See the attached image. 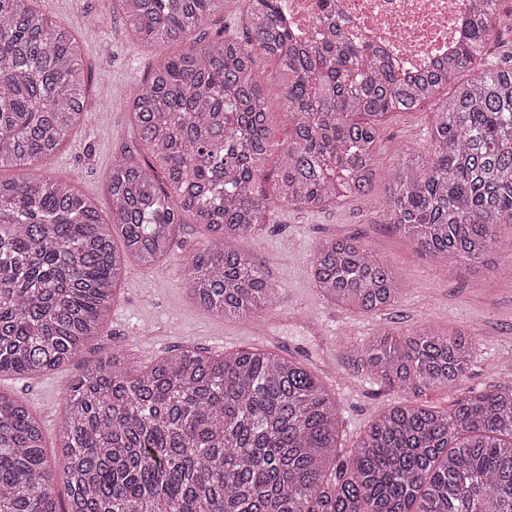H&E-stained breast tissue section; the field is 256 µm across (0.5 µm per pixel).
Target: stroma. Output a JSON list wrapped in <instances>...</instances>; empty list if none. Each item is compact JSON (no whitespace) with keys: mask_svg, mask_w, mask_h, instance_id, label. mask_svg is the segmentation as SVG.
<instances>
[{"mask_svg":"<svg viewBox=\"0 0 512 512\" xmlns=\"http://www.w3.org/2000/svg\"><path fill=\"white\" fill-rule=\"evenodd\" d=\"M36 6L79 39L86 75L82 121L42 168L67 179L101 215H108L106 178L112 163L137 152L128 126L127 93L150 75L158 55L177 54L181 47L144 46L129 34L112 0H37ZM494 25L487 61L498 66L512 61V0H500ZM106 87L116 89L117 95L104 108L99 98ZM434 110L427 102L382 121L377 181L370 194L316 212L280 210L257 236L236 241L238 250L261 263L278 290L277 305L269 314L220 319L191 300L181 282V268L209 234L203 225L184 224L158 264H128L121 298L111 309L103 336L84 347L67 367L34 378L2 377L0 390L28 404L51 444L68 385L112 350L125 351L137 374L188 346L215 354L271 348L308 364L328 387L338 403V445L344 450L394 404L445 410L470 392L512 385V277L440 271L409 238L380 221L387 174L399 151H426ZM334 237L359 238L390 267L405 286L394 306L375 315L362 314L337 307L321 295L310 276V264L318 244ZM429 328H463L475 338L467 378L456 388L400 390L370 375L356 352L357 346L384 331L415 336Z\"/></svg>","mask_w":512,"mask_h":512,"instance_id":"obj_1","label":"stroma"}]
</instances>
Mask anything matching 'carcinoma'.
<instances>
[{"label":"carcinoma","mask_w":512,"mask_h":512,"mask_svg":"<svg viewBox=\"0 0 512 512\" xmlns=\"http://www.w3.org/2000/svg\"><path fill=\"white\" fill-rule=\"evenodd\" d=\"M132 35L184 49L131 95L144 160L112 163L108 219L67 180L45 174L83 116L81 46L36 0H0V376L67 364L105 330L129 262L162 260L190 217L214 243L193 252L183 284L217 318L270 312L276 289L229 242L271 210L255 186L275 158L277 202L322 210L368 194L378 124L436 99L427 152L392 166L381 218L439 268L494 272L512 224V66L486 67L498 0H480L448 62L411 82L334 15L300 42L282 0H244L250 29L201 36L229 0H119ZM278 64L280 100L252 76L253 54ZM463 71L472 72L457 82ZM455 84L449 97L438 92ZM277 107L291 134L272 141ZM120 231L121 246L114 242ZM310 275L323 297L363 314L403 286L362 241L321 242ZM475 338L464 329L386 331L360 346L368 370L402 389L454 388ZM336 399L304 363L268 349L222 356L186 349L133 376L114 351L64 394L49 457L40 423L0 391V512H512V386L447 411L396 405L337 453ZM62 480L68 508L55 492Z\"/></svg>","instance_id":"1"}]
</instances>
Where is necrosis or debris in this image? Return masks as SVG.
<instances>
[{
	"instance_id": "necrosis-or-debris-1",
	"label": "necrosis or debris",
	"mask_w": 512,
	"mask_h": 512,
	"mask_svg": "<svg viewBox=\"0 0 512 512\" xmlns=\"http://www.w3.org/2000/svg\"><path fill=\"white\" fill-rule=\"evenodd\" d=\"M300 36L314 34V21L335 11L350 37L398 60L412 79L429 77L453 50L471 12L470 0H283Z\"/></svg>"
}]
</instances>
